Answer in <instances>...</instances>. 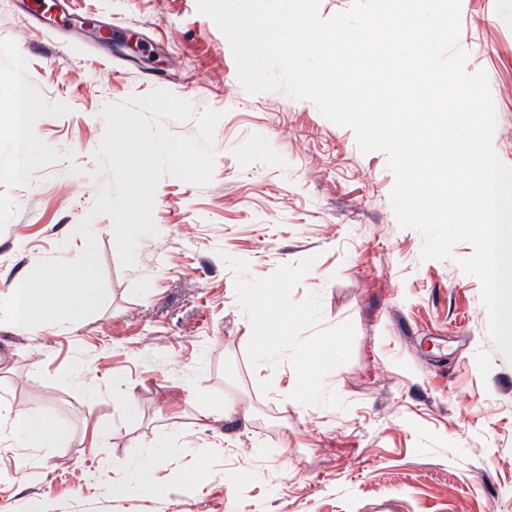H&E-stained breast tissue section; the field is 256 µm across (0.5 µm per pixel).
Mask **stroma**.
I'll return each instance as SVG.
<instances>
[{
	"label": "stroma",
	"mask_w": 512,
	"mask_h": 512,
	"mask_svg": "<svg viewBox=\"0 0 512 512\" xmlns=\"http://www.w3.org/2000/svg\"><path fill=\"white\" fill-rule=\"evenodd\" d=\"M111 43L39 0H0V99L20 97L36 159L0 132V298L41 260L74 259L97 193L105 104L164 89L198 133L222 117L212 180L164 176L157 234L120 263L93 222L107 301L70 324L0 322V506L6 512H512V362L488 333L481 284L424 261L397 224L395 175L350 128L284 91L249 94L197 0H70ZM138 40V58L123 54ZM467 71H485L493 146L512 165V0H461ZM271 290L291 321L263 354L245 299ZM335 347L319 364L308 350ZM135 394V405L114 389ZM233 401L247 418H225ZM69 429L21 445L13 413ZM151 456L156 486L131 466ZM200 482H193V474Z\"/></svg>",
	"instance_id": "obj_1"
}]
</instances>
